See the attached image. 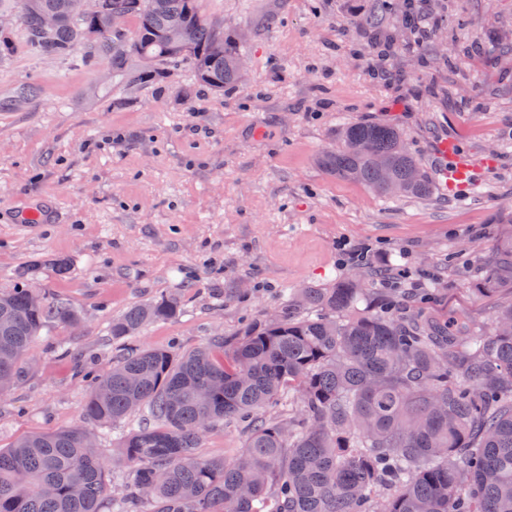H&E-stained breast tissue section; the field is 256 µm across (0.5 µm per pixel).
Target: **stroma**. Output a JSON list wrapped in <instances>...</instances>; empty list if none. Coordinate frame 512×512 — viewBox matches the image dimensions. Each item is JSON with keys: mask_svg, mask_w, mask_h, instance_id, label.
<instances>
[{"mask_svg": "<svg viewBox=\"0 0 512 512\" xmlns=\"http://www.w3.org/2000/svg\"><path fill=\"white\" fill-rule=\"evenodd\" d=\"M367 0H202V11L240 38L246 65L230 92L195 84L190 64L130 87L112 61L88 68L33 55L12 26L0 63V97L35 84L34 104L0 111V291L37 270L43 295L69 303L78 329L53 325L30 347V366L0 398V448L18 438L84 425L86 372H105L130 349L190 351L233 340L309 284L352 273L337 249L370 248L402 287L431 285L412 301L423 315L468 320L488 331L494 300L475 291L481 261L512 239V59L463 61L465 103L431 96L447 85L451 37L512 31V0H431L439 28L429 66L398 48L403 78L377 79L376 52L354 21ZM395 126L434 182L426 199L384 198L331 174L320 155L347 123ZM452 141L479 167L463 188H445L439 153ZM65 271H58V263ZM178 291L184 311L113 338L131 306ZM133 414L95 429L96 450L117 477V446L138 428ZM247 434L227 420L197 450L235 459Z\"/></svg>", "mask_w": 512, "mask_h": 512, "instance_id": "obj_1", "label": "stroma"}]
</instances>
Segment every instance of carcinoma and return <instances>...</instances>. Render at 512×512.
Masks as SVG:
<instances>
[{
  "instance_id": "carcinoma-1",
  "label": "carcinoma",
  "mask_w": 512,
  "mask_h": 512,
  "mask_svg": "<svg viewBox=\"0 0 512 512\" xmlns=\"http://www.w3.org/2000/svg\"><path fill=\"white\" fill-rule=\"evenodd\" d=\"M393 0H370L359 26L365 35L417 49L436 28L403 0L398 32H384ZM17 10L31 49L49 57L80 56L86 65L112 59V73L144 83L169 63L188 61L198 85L230 90L236 83L237 40L202 14L200 0H102L94 16L72 0H0ZM137 22L118 35L112 15ZM56 16L47 29L43 18ZM189 32L178 44L167 34ZM127 43L121 52L114 42ZM444 57L453 74L483 47L459 39ZM30 83L0 98V111L29 104ZM339 145L321 156L329 172L382 196L387 182L404 198L432 194L429 173L402 133L358 122L338 132ZM346 276L289 297L274 321L247 326L228 344L218 337L174 354L131 352L110 370L86 376V419L110 425L148 408L150 423L129 432L118 449L132 477L112 499L115 512H512V242L477 269L480 292L496 298L492 331L475 334L461 321L405 315L401 293L383 288L366 304L376 275ZM182 311L179 294L129 308L112 320L119 339L150 321ZM0 374L16 381L40 331L79 317L68 303L35 300L28 284L0 292ZM228 347L214 357L212 347ZM211 389L201 400L197 390ZM301 413L270 422L263 411L284 397ZM236 419L249 436L235 461L196 454L202 426ZM107 463L86 447L82 426L29 435L0 448V512H100Z\"/></svg>"
}]
</instances>
